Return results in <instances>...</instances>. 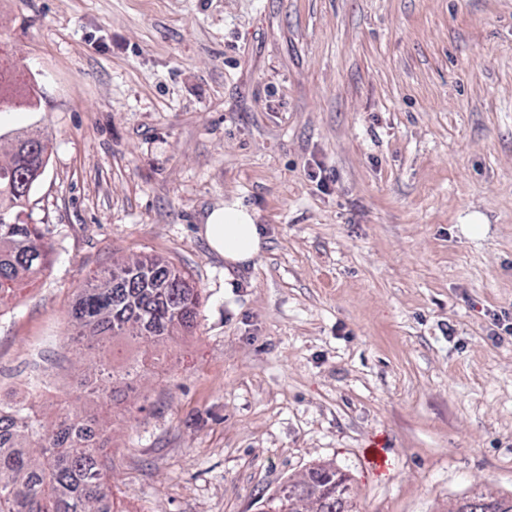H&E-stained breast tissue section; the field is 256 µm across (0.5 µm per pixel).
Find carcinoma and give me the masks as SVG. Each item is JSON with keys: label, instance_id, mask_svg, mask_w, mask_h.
Here are the masks:
<instances>
[{"label": "carcinoma", "instance_id": "cac0c4a2", "mask_svg": "<svg viewBox=\"0 0 512 512\" xmlns=\"http://www.w3.org/2000/svg\"><path fill=\"white\" fill-rule=\"evenodd\" d=\"M50 138L40 127L12 138L10 159L0 161V307L16 295L24 281L51 264L43 228L31 223L27 203L47 165ZM199 291L174 266L154 259L124 260L91 277L80 291L72 313L77 335L109 339L130 336L146 347L197 325ZM146 359L121 371L96 367L104 396L107 386L140 375ZM112 424L88 420L78 413L53 424L43 422L36 403L0 411V512H110V467L90 446L106 440ZM336 467L317 464L298 480L288 481L267 500L266 512H288V493L325 501L321 512H336Z\"/></svg>", "mask_w": 512, "mask_h": 512}]
</instances>
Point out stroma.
I'll return each mask as SVG.
<instances>
[{
  "mask_svg": "<svg viewBox=\"0 0 512 512\" xmlns=\"http://www.w3.org/2000/svg\"><path fill=\"white\" fill-rule=\"evenodd\" d=\"M0 42L52 249L0 307V396L112 418L115 505L265 512L318 463L354 512L512 497V0H0ZM229 199L265 237L245 266L201 233ZM136 257L203 306L101 398L88 364L140 350L74 346L70 313Z\"/></svg>",
  "mask_w": 512,
  "mask_h": 512,
  "instance_id": "35a3bbf8",
  "label": "stroma"
}]
</instances>
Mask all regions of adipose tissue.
Segmentation results:
<instances>
[{"mask_svg": "<svg viewBox=\"0 0 512 512\" xmlns=\"http://www.w3.org/2000/svg\"><path fill=\"white\" fill-rule=\"evenodd\" d=\"M203 235L210 249L230 266L250 263L265 244L256 214L234 199L211 210Z\"/></svg>", "mask_w": 512, "mask_h": 512, "instance_id": "adipose-tissue-1", "label": "adipose tissue"}]
</instances>
